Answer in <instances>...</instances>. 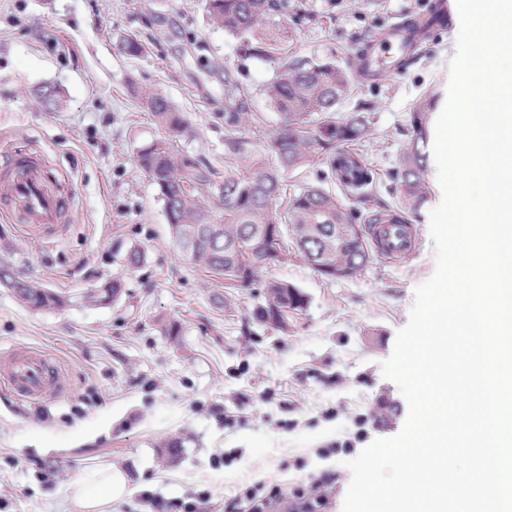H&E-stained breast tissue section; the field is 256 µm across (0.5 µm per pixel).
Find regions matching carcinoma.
Here are the masks:
<instances>
[{
    "label": "carcinoma",
    "mask_w": 512,
    "mask_h": 512,
    "mask_svg": "<svg viewBox=\"0 0 512 512\" xmlns=\"http://www.w3.org/2000/svg\"><path fill=\"white\" fill-rule=\"evenodd\" d=\"M297 9L292 0H206L210 24L237 38V49L245 57L283 52L293 31L281 19ZM352 91L348 64L285 62L264 88L280 121L258 149L251 139L253 115L245 110L240 88L228 84L222 173L176 146L177 136L188 129L185 113L161 94L141 96L145 110L169 137L141 147L137 164L158 189L175 243L194 242L182 249L191 263L227 285L248 288L278 258L286 235L326 278L354 277L370 263V225L382 223L393 211H416L427 196L428 115L438 99L426 90L412 101L407 149L400 168L391 174L395 207L364 213L352 199L366 202L369 187L376 182L373 169L355 158L336 162L343 146L359 143L368 134L364 113L339 115ZM317 162L324 164L317 182L300 187L284 208H278L284 176ZM331 185L339 186L342 194L329 189ZM264 288L262 319L280 323L288 311L305 304V295L285 281H270ZM15 297L35 310L66 303L25 277Z\"/></svg>",
    "instance_id": "obj_1"
}]
</instances>
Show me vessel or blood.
I'll return each instance as SVG.
<instances>
[{"label": "vessel or blood", "instance_id": "vessel-or-blood-1", "mask_svg": "<svg viewBox=\"0 0 512 512\" xmlns=\"http://www.w3.org/2000/svg\"><path fill=\"white\" fill-rule=\"evenodd\" d=\"M404 29L402 23L390 24L383 35L372 41L369 51L378 63L399 55L397 37ZM0 199L7 209L21 215L27 229L33 232L55 231L65 216L63 198L48 189L46 172L31 155L14 157L6 171L0 172ZM377 235L372 252L380 259H407L417 250L415 226L409 219L386 221L379 226ZM0 380L33 401L59 395L66 387L60 371L43 354L28 348L0 357Z\"/></svg>", "mask_w": 512, "mask_h": 512}]
</instances>
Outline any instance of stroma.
<instances>
[{
    "instance_id": "stroma-1",
    "label": "stroma",
    "mask_w": 512,
    "mask_h": 512,
    "mask_svg": "<svg viewBox=\"0 0 512 512\" xmlns=\"http://www.w3.org/2000/svg\"><path fill=\"white\" fill-rule=\"evenodd\" d=\"M286 55L239 57L236 41L207 22L205 0H0V164L37 155L69 211L51 237L0 216V257L62 294L61 308L33 310L0 285V353L45 352L65 376V394L34 402L0 382V512H80L67 487L111 464L131 492L115 512H155L163 501L224 512L246 485L280 486L266 512H299L324 471L323 512H341L351 480L343 453L320 449L353 439L356 416L372 420L369 440L397 435L408 406L382 363L404 327L418 285L435 272L429 212L442 199L435 162L430 192L411 220L419 249L409 260L372 259L357 276L329 280L285 241L259 284L225 288L177 249L157 189L138 167L140 147L166 132L138 100L150 90L188 114L177 145L224 165V84L247 91L262 133L279 116L263 91L284 56L348 61L358 39L396 19L424 13L430 0H302ZM459 27L449 21L416 62L378 82L356 84L342 105L366 108L369 138L357 146L385 195L406 148L409 107L427 88L446 94ZM142 55H126L125 37ZM208 44L197 55L195 40ZM58 89L60 105L37 95ZM141 248L143 263L125 257ZM111 303L92 293L112 280ZM284 280L306 297L283 324L260 321L262 281ZM233 425H225V418ZM237 450L230 466L217 456Z\"/></svg>"
}]
</instances>
